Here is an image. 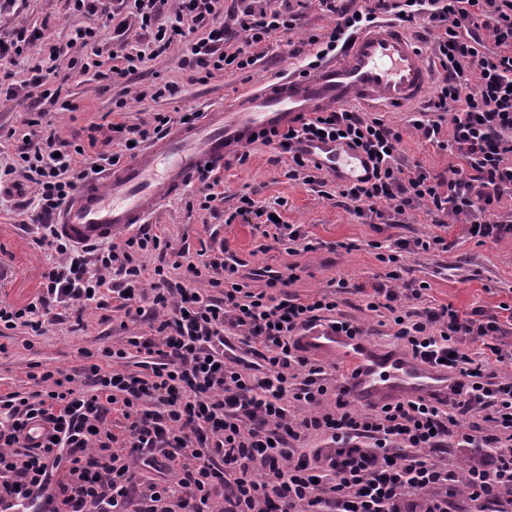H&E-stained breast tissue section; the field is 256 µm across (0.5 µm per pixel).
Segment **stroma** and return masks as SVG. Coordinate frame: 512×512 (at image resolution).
<instances>
[{"label":"stroma","instance_id":"35a3bbf8","mask_svg":"<svg viewBox=\"0 0 512 512\" xmlns=\"http://www.w3.org/2000/svg\"><path fill=\"white\" fill-rule=\"evenodd\" d=\"M89 22L88 15L73 11L70 0H28L18 16L0 19V33L19 24L63 46L74 28ZM333 23V17L317 9H301L295 29L283 41L270 45L251 70L219 74L204 84L184 83L181 53L176 49L146 61L136 73L122 79L101 78L92 73L72 75L67 59L63 58L51 79L63 84L71 107H49L48 118L61 139L86 145L87 158L94 162L99 156L116 152L117 147L102 137L96 144H89L90 128L101 123L126 87L145 89L163 80L184 84L171 100L128 99L126 117L130 122L152 124L157 112L199 113L221 106L241 91L275 80L280 72L297 67L310 53L308 38L324 33ZM41 65L40 56L33 53L16 58L14 81L0 84L1 128H21L30 98L37 93L30 80ZM425 108L421 102L412 108L382 110L381 116L390 126L403 130L402 149L408 164L417 163L431 173L444 174L456 165L455 156L425 142L409 129L415 112ZM219 175L224 201L216 209H201L199 186L194 183L162 204L153 218L154 224L165 227L179 245L193 252L204 245L225 246L250 270H280L297 263L303 273L293 290L303 296L327 291L330 284L345 280V287L336 291L338 314L358 323L373 344L384 347L392 343L394 328L388 312L366 308L367 289L382 280L386 272L385 265L377 259L376 248L432 232L435 217L426 207H416L393 219L357 217L352 204L339 195L335 181L321 186L289 176L288 157L274 144L252 145L246 161L229 159ZM244 193L284 223L299 227L307 242L313 244V251L289 255L287 243L257 230V216L231 220L230 215ZM32 196L31 188L27 187L21 195H7L0 203V266L10 272L6 280L0 281V302L18 307L38 296L43 275L54 262L51 252L35 242L37 229L31 223L33 209L28 205ZM402 266L404 278L429 285L421 306L449 304L462 312L479 307L502 320L512 313L510 235L481 244L467 236L461 225L453 224L448 228L447 250L405 255ZM83 319L85 330L73 331V320L67 317L51 325L46 335L36 338L22 327L0 331V344L6 347L5 353L0 354V391L20 389L27 381L29 363L38 361L43 366L78 375L89 363L82 355L83 350L95 352L118 343L122 337L148 332L147 325L129 321L124 312L112 308H88Z\"/></svg>","mask_w":512,"mask_h":512}]
</instances>
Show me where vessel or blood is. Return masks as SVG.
<instances>
[{"label": "vessel or blood", "instance_id": "b4317fda", "mask_svg": "<svg viewBox=\"0 0 512 512\" xmlns=\"http://www.w3.org/2000/svg\"><path fill=\"white\" fill-rule=\"evenodd\" d=\"M432 83L423 54L403 28L392 22L372 25L330 63L237 95L202 112L194 123L174 128L132 159L102 170L79 186L54 223L75 244L108 241L147 223L166 198L207 168H219L227 155L254 137L286 130L300 118L349 101L397 109L421 99ZM304 150L337 181L356 182L367 174L364 157L340 142L318 141ZM300 345L312 355L344 363L347 387L355 398L383 404L444 396L451 383L446 369L378 349L364 336L319 327L301 336Z\"/></svg>", "mask_w": 512, "mask_h": 512}]
</instances>
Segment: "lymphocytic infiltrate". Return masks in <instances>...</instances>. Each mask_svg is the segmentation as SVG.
<instances>
[{
	"label": "lymphocytic infiltrate",
	"instance_id": "1",
	"mask_svg": "<svg viewBox=\"0 0 512 512\" xmlns=\"http://www.w3.org/2000/svg\"><path fill=\"white\" fill-rule=\"evenodd\" d=\"M122 2L120 11L107 0L73 5L119 31L152 30L158 51L179 49L182 69L197 83L253 68L261 49L298 19L255 0L230 11L222 0ZM306 2L338 17L310 37L308 70L382 13L437 30L428 61L438 85L412 126L457 158L449 175L405 165L402 133L373 112H322L274 142L296 175L316 168L302 153L304 140L357 143L372 172L338 187L357 215H402L421 204L440 213L437 234L379 254L387 271L368 308L390 313L397 348L454 373L447 397L358 407L336 390L297 338L323 325L353 335L361 328L337 317L331 294H293L297 265L245 274L226 249L192 253L148 228L81 247L59 236L51 218L89 172L81 166L84 146H67L44 124L41 102L62 89L41 79L29 132L16 162L0 164V183L19 176L32 184L38 242L60 260L37 299L0 305V326L41 336L64 311L114 306L146 320L150 333L98 351L79 377L30 363L26 387L0 394L1 506L45 492L51 512H512V344L502 341L512 330L482 309L416 311L411 303L423 292L399 264L400 252L447 248L443 232L452 222L481 243L512 235V213L499 210L502 197H512V0H378L365 10ZM166 9L175 19L170 28L157 23ZM145 57L122 43L111 64L87 54L68 67L78 75L106 67L122 78ZM172 120L154 113L150 130L109 121L108 138L119 146L109 163ZM235 340L245 356L226 355ZM461 416L483 417L502 432L456 429ZM312 438L321 439L319 448L296 452V443ZM447 446L468 449L466 464L431 458ZM146 467L154 477L143 476Z\"/></svg>",
	"mask_w": 512,
	"mask_h": 512
}]
</instances>
